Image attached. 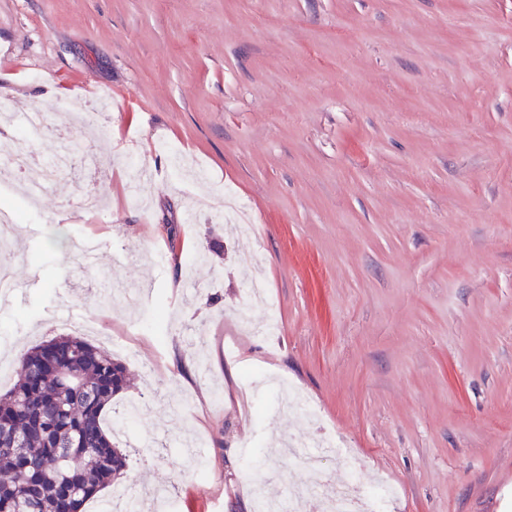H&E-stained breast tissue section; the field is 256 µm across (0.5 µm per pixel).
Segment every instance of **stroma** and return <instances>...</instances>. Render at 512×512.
I'll return each mask as SVG.
<instances>
[{"mask_svg":"<svg viewBox=\"0 0 512 512\" xmlns=\"http://www.w3.org/2000/svg\"><path fill=\"white\" fill-rule=\"evenodd\" d=\"M93 96L106 130L73 143L100 159V211L75 174L37 210L0 178L21 214L0 356L90 318L95 345H131L113 405L150 410L107 420L124 483L255 512L245 462L287 499L280 442L324 431L361 469L327 456L302 512L376 477L385 512H512V0H0V108L66 128ZM257 271L269 338L236 321Z\"/></svg>","mask_w":512,"mask_h":512,"instance_id":"35a3bbf8","label":"stroma"}]
</instances>
